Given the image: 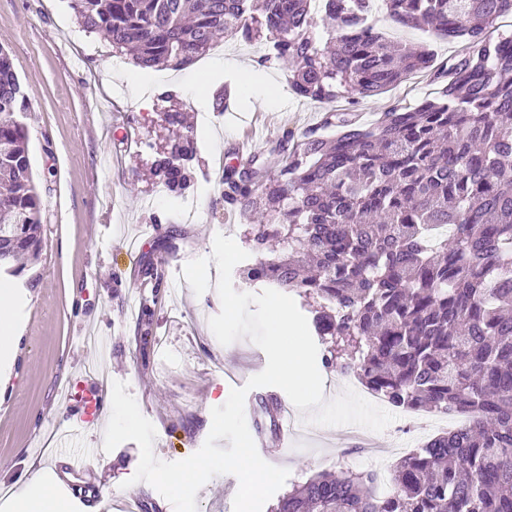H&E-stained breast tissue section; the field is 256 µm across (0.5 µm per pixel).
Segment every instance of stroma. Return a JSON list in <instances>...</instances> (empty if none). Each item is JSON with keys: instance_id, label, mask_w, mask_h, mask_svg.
I'll list each match as a JSON object with an SVG mask.
<instances>
[{"instance_id": "1", "label": "stroma", "mask_w": 512, "mask_h": 512, "mask_svg": "<svg viewBox=\"0 0 512 512\" xmlns=\"http://www.w3.org/2000/svg\"><path fill=\"white\" fill-rule=\"evenodd\" d=\"M0 46L9 51L32 104L26 119L28 150L43 204L41 252L30 271L34 282L16 290L23 332L7 368L8 383L0 391V489L13 491L38 471L65 512H97L77 504L90 483L112 490L108 512H123L133 499L141 512H174L150 484L132 483L140 460L135 442L107 453L103 431L70 436L74 420L95 396L94 386L66 403L58 385L82 362H96L109 380L127 383L141 413L155 426L157 459L180 461L203 445L212 408L261 372L267 358L247 338L220 344L209 327L221 309L216 289L195 296L182 275L189 260L211 255L215 234L242 240L253 221L241 213L225 226L223 205L214 195L201 194L199 183L216 156L234 162L229 144L254 116L268 117L256 144L263 152L283 127L315 125L325 108L289 89L284 63L261 61L251 44L226 41L223 55L209 62V90L228 85L233 97L222 131L198 138L191 191L201 196L202 216L198 223L182 224L176 220L179 197L159 192L146 171L162 133L161 92H173L187 109L188 123L196 121L189 70L177 71L172 82L166 81L165 71H156L155 92L143 97L140 85L125 78L129 64L119 63L97 34L81 28L67 0H0ZM247 69L255 80L249 91L241 86ZM432 91L426 76L410 75L362 100L356 110L367 120L391 102L411 107ZM154 223L159 226L155 237L131 254L127 239L146 233ZM149 267L160 275L161 290L146 285ZM146 320L152 329L147 337L141 333ZM81 321L98 325L105 353L75 336ZM262 397L277 403L286 395L276 387L250 390L245 408L249 431L263 436L269 448L266 462L287 469L292 484L346 467L375 469L383 475L377 492L386 495L394 489L391 467L397 449L422 444L418 424L401 416L377 433L380 446L368 452L345 439V427L308 424L296 411L288 446L282 449L275 416L258 408ZM76 448L94 449L100 457L94 475L67 473L66 456ZM238 486L234 475L213 477L197 493L198 512H233Z\"/></svg>"}]
</instances>
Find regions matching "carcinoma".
<instances>
[{
    "label": "carcinoma",
    "mask_w": 512,
    "mask_h": 512,
    "mask_svg": "<svg viewBox=\"0 0 512 512\" xmlns=\"http://www.w3.org/2000/svg\"><path fill=\"white\" fill-rule=\"evenodd\" d=\"M391 20L468 51L439 62L389 40L372 0H69L79 23L140 69L180 68L215 38L269 44L291 64L300 98L356 104L427 71L434 95L392 104L371 123L324 114L285 129L272 161L254 155L218 180L224 207L249 211L243 278L309 307L327 367L352 371L407 411L466 415L393 465L392 495L374 470L294 484L274 512H512V36L486 29L512 0H385ZM333 47L321 48L317 21ZM31 111L0 47V276L41 250L42 198L26 149ZM173 137L152 164L166 190L190 187L197 135L166 111Z\"/></svg>",
    "instance_id": "cac0c4a2"
}]
</instances>
